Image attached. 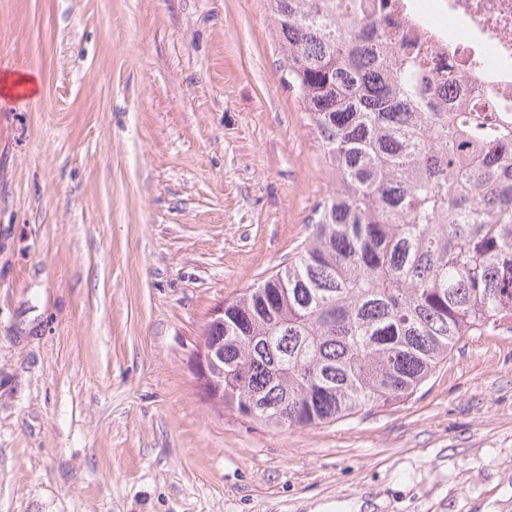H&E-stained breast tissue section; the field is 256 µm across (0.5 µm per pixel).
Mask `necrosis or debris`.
<instances>
[{
  "label": "necrosis or debris",
  "instance_id": "4bbe7bcc",
  "mask_svg": "<svg viewBox=\"0 0 512 512\" xmlns=\"http://www.w3.org/2000/svg\"><path fill=\"white\" fill-rule=\"evenodd\" d=\"M429 52L447 54L469 87L512 100V0H392Z\"/></svg>",
  "mask_w": 512,
  "mask_h": 512
}]
</instances>
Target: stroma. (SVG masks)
I'll list each match as a JSON object with an SVG mask.
<instances>
[{
	"label": "stroma",
	"mask_w": 512,
	"mask_h": 512,
	"mask_svg": "<svg viewBox=\"0 0 512 512\" xmlns=\"http://www.w3.org/2000/svg\"><path fill=\"white\" fill-rule=\"evenodd\" d=\"M5 68L0 512H512V332L317 428L192 372L336 190L267 0H0ZM0 94L10 100L35 101L39 94V78L30 71H4L0 75Z\"/></svg>",
	"instance_id": "35a3bbf8"
}]
</instances>
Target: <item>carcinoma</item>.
<instances>
[{
	"label": "carcinoma",
	"mask_w": 512,
	"mask_h": 512,
	"mask_svg": "<svg viewBox=\"0 0 512 512\" xmlns=\"http://www.w3.org/2000/svg\"><path fill=\"white\" fill-rule=\"evenodd\" d=\"M269 8L337 185L290 262L224 301V409L312 428L512 331V108L435 71L389 0Z\"/></svg>",
	"instance_id": "1"
}]
</instances>
